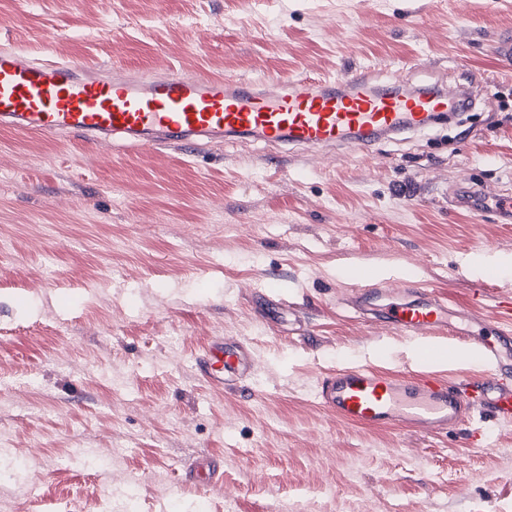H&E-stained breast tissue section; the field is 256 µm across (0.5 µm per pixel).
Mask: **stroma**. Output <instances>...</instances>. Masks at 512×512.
<instances>
[{
	"label": "stroma",
	"mask_w": 512,
	"mask_h": 512,
	"mask_svg": "<svg viewBox=\"0 0 512 512\" xmlns=\"http://www.w3.org/2000/svg\"><path fill=\"white\" fill-rule=\"evenodd\" d=\"M505 33L512 0H0V46L37 59L475 98L359 151L0 129V512H512V421L367 430L316 397L341 366L488 380L424 363L383 310L430 288L475 331L512 299L467 264L512 255V217L461 198L512 196ZM362 267L388 273L353 288ZM217 337L253 357L236 389L198 374ZM203 459L219 483L194 481Z\"/></svg>",
	"instance_id": "35a3bbf8"
}]
</instances>
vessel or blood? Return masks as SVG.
Instances as JSON below:
<instances>
[{"instance_id": "b4317fda", "label": "vessel or blood", "mask_w": 512, "mask_h": 512, "mask_svg": "<svg viewBox=\"0 0 512 512\" xmlns=\"http://www.w3.org/2000/svg\"><path fill=\"white\" fill-rule=\"evenodd\" d=\"M462 99L420 90L376 86L360 74L327 80L285 77L276 88L231 82L200 73L165 70L152 76L84 70L68 61H36L0 49V127L31 136L70 135L98 143L123 138L130 146L191 148L204 139L223 144L244 135L270 145L310 149L340 143L359 149L371 139L404 129H421L437 114L456 110ZM449 310L438 298L390 309L386 317L406 332L432 338L458 335ZM481 357L500 371L485 382L458 391L433 373L407 382L365 366L341 367L321 382L316 396L337 420L362 427L406 423L441 431L487 403L504 421L512 420V361L498 344L479 346ZM248 352L213 340L198 364L216 382H231L249 369Z\"/></svg>"}]
</instances>
